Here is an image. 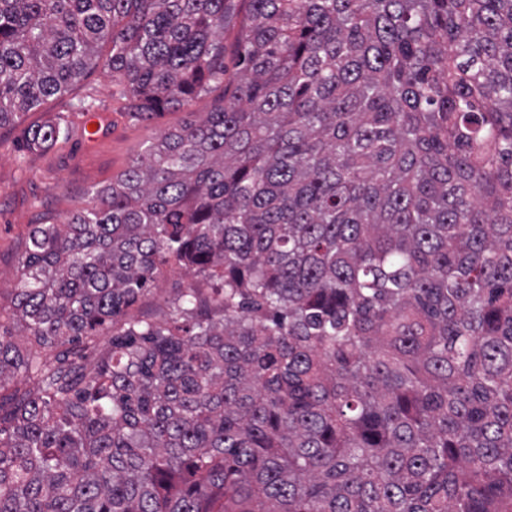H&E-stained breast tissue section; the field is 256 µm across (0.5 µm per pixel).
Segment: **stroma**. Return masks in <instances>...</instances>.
<instances>
[{
	"mask_svg": "<svg viewBox=\"0 0 512 512\" xmlns=\"http://www.w3.org/2000/svg\"><path fill=\"white\" fill-rule=\"evenodd\" d=\"M217 97L214 91L204 93L190 108L138 120L118 99L111 73L99 66L69 94L50 98L40 110L0 128V304L11 301L18 261L33 225L65 221L83 199L112 182L162 133L182 126L190 112L210 111ZM92 120L100 129L90 140L83 126ZM45 123L66 125L68 139L37 150L23 148L28 128ZM191 281L185 271L169 272L145 294L141 314L161 320Z\"/></svg>",
	"mask_w": 512,
	"mask_h": 512,
	"instance_id": "stroma-1",
	"label": "stroma"
}]
</instances>
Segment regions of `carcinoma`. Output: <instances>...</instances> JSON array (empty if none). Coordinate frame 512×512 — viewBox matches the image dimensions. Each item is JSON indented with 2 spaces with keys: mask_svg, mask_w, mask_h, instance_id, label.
Here are the masks:
<instances>
[{
  "mask_svg": "<svg viewBox=\"0 0 512 512\" xmlns=\"http://www.w3.org/2000/svg\"><path fill=\"white\" fill-rule=\"evenodd\" d=\"M245 2L231 73L235 0H0V128L101 43L136 116L222 90L32 226L0 512H512V0ZM237 5L238 21L236 25L224 30V46L227 49L226 63L231 72L233 71L232 51L234 50L241 34L242 23L244 22L247 10L246 2L239 1ZM194 279L184 270H173L142 298L140 313L154 321L163 318L172 302L179 298L181 291Z\"/></svg>",
  "mask_w": 512,
  "mask_h": 512,
  "instance_id": "carcinoma-1",
  "label": "carcinoma"
}]
</instances>
